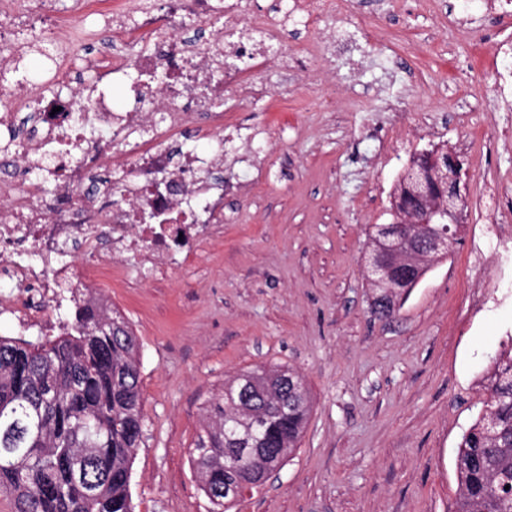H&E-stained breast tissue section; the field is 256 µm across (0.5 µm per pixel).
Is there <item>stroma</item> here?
Returning a JSON list of instances; mask_svg holds the SVG:
<instances>
[{
    "mask_svg": "<svg viewBox=\"0 0 512 512\" xmlns=\"http://www.w3.org/2000/svg\"><path fill=\"white\" fill-rule=\"evenodd\" d=\"M121 0H87V30L67 64L95 62L98 31ZM372 37L310 76L276 61L244 70L274 103L233 89L225 132L224 235L151 282L113 274L97 291L139 344L143 436L131 468L133 512H209L190 459L225 383L292 369L312 409L297 448L229 512H449L457 445L484 408L482 377L512 341V265L486 239L484 188L512 189V112L487 91L497 43L472 42L451 0H347ZM332 90L335 108L309 101ZM435 146L463 160L461 242L428 264L387 319L363 253L389 223L413 156ZM506 268L483 303L472 244Z\"/></svg>",
    "mask_w": 512,
    "mask_h": 512,
    "instance_id": "stroma-1",
    "label": "stroma"
}]
</instances>
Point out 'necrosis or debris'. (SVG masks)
<instances>
[{"mask_svg": "<svg viewBox=\"0 0 512 512\" xmlns=\"http://www.w3.org/2000/svg\"><path fill=\"white\" fill-rule=\"evenodd\" d=\"M167 22L146 21L142 38L155 42L152 52L113 53L104 75L122 81L136 68L142 81L126 111L112 109V98L99 93L90 111L75 115L77 78L62 59L64 45L81 39L71 31L66 41L48 51L51 81L62 93L44 96L0 84V131L10 134L12 147L0 150V284L44 290L91 288L111 277L113 268L135 271L154 280L164 265L185 263L200 231L214 224L218 203L212 195L213 172L224 168V85L213 74L224 57L237 55L257 68L269 60L267 45L281 42L287 25L315 34L325 22L340 24L341 10L333 0H294L289 12L258 9L249 15L227 10L223 29L202 47L186 46L177 35L185 19L207 20L213 0H163ZM55 15L52 0H0V62L10 63L19 45L16 29L32 11ZM164 72L168 80L156 85ZM23 112L35 115L24 138L14 136ZM206 113L215 146L209 154L183 153L173 158L170 141L195 125ZM63 169L54 194L41 183L13 178L17 169L31 170L44 157ZM112 158L125 174L121 183L105 182L93 192L82 187L90 166ZM156 211L154 223L142 224L139 214Z\"/></svg>", "mask_w": 512, "mask_h": 512, "instance_id": "necrosis-or-debris-1", "label": "necrosis or debris"}]
</instances>
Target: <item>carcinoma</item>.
<instances>
[{
    "label": "carcinoma",
    "instance_id": "obj_1",
    "mask_svg": "<svg viewBox=\"0 0 512 512\" xmlns=\"http://www.w3.org/2000/svg\"><path fill=\"white\" fill-rule=\"evenodd\" d=\"M374 310L390 317L407 288L378 285ZM137 342L117 312L93 300L77 304L74 332L31 343L0 337V494L15 512H132V459L143 435ZM283 397L242 409L239 383L209 406L210 422L195 442L191 463L213 505L228 512L229 481L254 483L248 467L229 473L220 461L246 448L257 433L270 452L294 449L311 411L302 378ZM485 409L457 449L458 497L450 512H512V348L494 359Z\"/></svg>",
    "mask_w": 512,
    "mask_h": 512
}]
</instances>
